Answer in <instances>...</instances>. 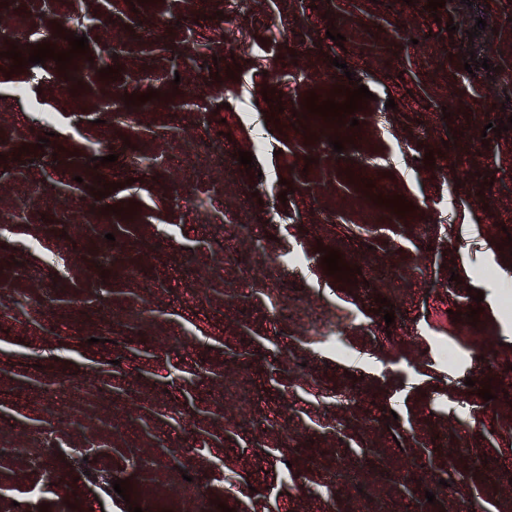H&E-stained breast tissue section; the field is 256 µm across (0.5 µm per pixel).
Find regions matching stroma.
Segmentation results:
<instances>
[{
  "instance_id": "obj_1",
  "label": "stroma",
  "mask_w": 512,
  "mask_h": 512,
  "mask_svg": "<svg viewBox=\"0 0 512 512\" xmlns=\"http://www.w3.org/2000/svg\"><path fill=\"white\" fill-rule=\"evenodd\" d=\"M428 2L0 0L91 55L0 63V512H512V0Z\"/></svg>"
}]
</instances>
